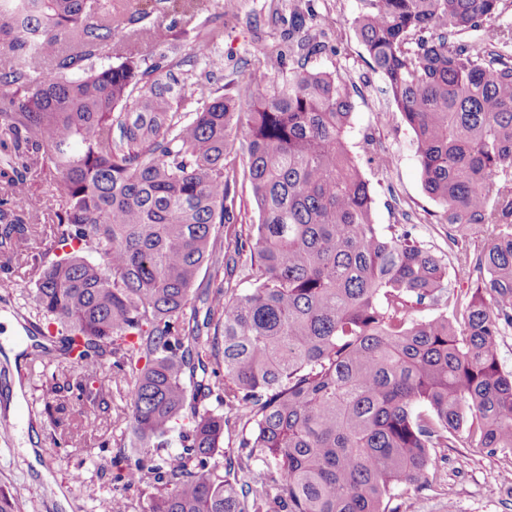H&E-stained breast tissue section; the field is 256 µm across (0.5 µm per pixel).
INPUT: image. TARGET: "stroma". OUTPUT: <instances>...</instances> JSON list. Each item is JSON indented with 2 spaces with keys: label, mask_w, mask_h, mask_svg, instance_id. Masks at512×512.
Returning a JSON list of instances; mask_svg holds the SVG:
<instances>
[{
  "label": "stroma",
  "mask_w": 512,
  "mask_h": 512,
  "mask_svg": "<svg viewBox=\"0 0 512 512\" xmlns=\"http://www.w3.org/2000/svg\"><path fill=\"white\" fill-rule=\"evenodd\" d=\"M303 5L304 0H193L191 7L178 14L182 25L193 31L220 14L224 35L205 59L194 58L191 43H184L179 51L185 60L184 77L209 71L226 83L234 72L264 66L284 49L289 16ZM309 5L325 47L309 57L308 65L339 73L348 83L353 102L349 145L369 183L375 223L389 234L409 231L434 254H449L448 226L440 218V206L424 190L413 133L384 94L385 84L352 26L366 0H313ZM374 148L392 158L387 173H378L368 164ZM101 377L110 392L108 415L99 419L91 437L59 448L54 444L58 433L44 413L45 405L53 400L45 376L26 366L13 372L0 359V417L17 410L15 383H22L23 400L30 406L26 418L31 434L0 430V496L7 497L16 512H61L32 463L22 455L26 443L35 448L37 460H48L47 470L62 488L72 512H109L115 499L123 501L126 512H149L155 494L153 477H146L139 486L117 478L120 463L132 464L145 457L144 449L129 445L131 385L107 368ZM507 465H512V455L463 446L437 449L426 482L396 489L401 512H512V486L495 478Z\"/></svg>",
  "instance_id": "obj_1"
}]
</instances>
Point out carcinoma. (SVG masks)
Wrapping results in <instances>:
<instances>
[{"label": "carcinoma", "mask_w": 512, "mask_h": 512, "mask_svg": "<svg viewBox=\"0 0 512 512\" xmlns=\"http://www.w3.org/2000/svg\"><path fill=\"white\" fill-rule=\"evenodd\" d=\"M501 2L369 0L353 20L445 223L460 237L484 229L475 262L455 256L474 277L462 300L445 259L374 223L347 83L307 67L318 42L304 13L290 19L289 72L240 73L226 89L208 72L176 76L180 47L207 56L222 14L192 33L112 0H0L15 60L0 70L13 148L0 158V256H25L56 325L46 338L65 366L45 413L57 446L73 433L70 401L108 411L107 364L130 377V432L159 459L151 512H398L394 490L419 482L435 449L511 454L512 372L496 342L512 328V38L487 37ZM119 39L165 51L149 64ZM36 181L55 217L46 251L27 250L20 209ZM250 202L252 224L239 220ZM211 270L226 278L203 289L204 316H186ZM225 407L263 464L248 484L224 451ZM144 471L118 478L140 486Z\"/></svg>", "instance_id": "carcinoma-1"}]
</instances>
